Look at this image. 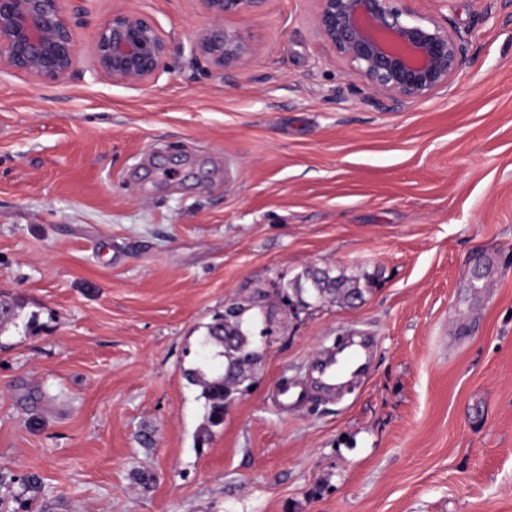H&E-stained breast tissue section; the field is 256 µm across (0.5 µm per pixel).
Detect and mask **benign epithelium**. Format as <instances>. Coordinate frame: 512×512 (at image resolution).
Returning a JSON list of instances; mask_svg holds the SVG:
<instances>
[{
	"label": "benign epithelium",
	"mask_w": 512,
	"mask_h": 512,
	"mask_svg": "<svg viewBox=\"0 0 512 512\" xmlns=\"http://www.w3.org/2000/svg\"><path fill=\"white\" fill-rule=\"evenodd\" d=\"M67 11L63 0H0V66L56 83L76 70L74 28L86 0ZM209 23L188 42L165 36L146 12L114 11L96 28L90 72L98 79L138 86L154 80L165 61L189 54L224 75L251 65L258 49L245 24L269 0H200ZM317 36L347 63L360 87L395 105L448 90L468 62L465 39L448 17L415 7L417 0H316Z\"/></svg>",
	"instance_id": "benign-epithelium-1"
}]
</instances>
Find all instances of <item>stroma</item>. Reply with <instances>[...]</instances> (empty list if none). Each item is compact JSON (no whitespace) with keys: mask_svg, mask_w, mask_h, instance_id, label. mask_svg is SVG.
<instances>
[{"mask_svg":"<svg viewBox=\"0 0 512 512\" xmlns=\"http://www.w3.org/2000/svg\"><path fill=\"white\" fill-rule=\"evenodd\" d=\"M88 7L72 76L0 68V512H512V0H421L470 62L397 107L314 0H270L248 68L175 56L134 87L91 76L96 25L145 10L185 41L199 0ZM310 266L362 299L284 307ZM259 294L254 387L197 442L185 372ZM356 336L365 372L323 391L315 361Z\"/></svg>","mask_w":512,"mask_h":512,"instance_id":"1","label":"stroma"}]
</instances>
